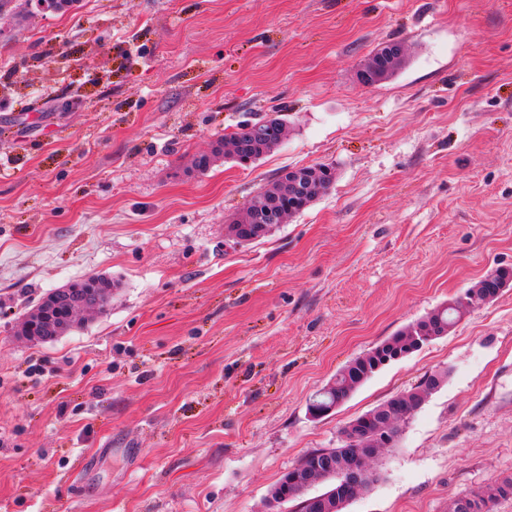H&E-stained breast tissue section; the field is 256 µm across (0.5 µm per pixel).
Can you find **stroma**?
<instances>
[{
    "mask_svg": "<svg viewBox=\"0 0 512 512\" xmlns=\"http://www.w3.org/2000/svg\"><path fill=\"white\" fill-rule=\"evenodd\" d=\"M388 79L357 74L389 42ZM76 109L57 111L62 100ZM283 119L249 166L196 155ZM333 184L229 231L286 168ZM512 267V0H78L0 13V512H296L267 496L447 372L345 512H448L512 475V286L319 419L349 361ZM112 300L16 331L57 288Z\"/></svg>",
    "mask_w": 512,
    "mask_h": 512,
    "instance_id": "1",
    "label": "stroma"
}]
</instances>
